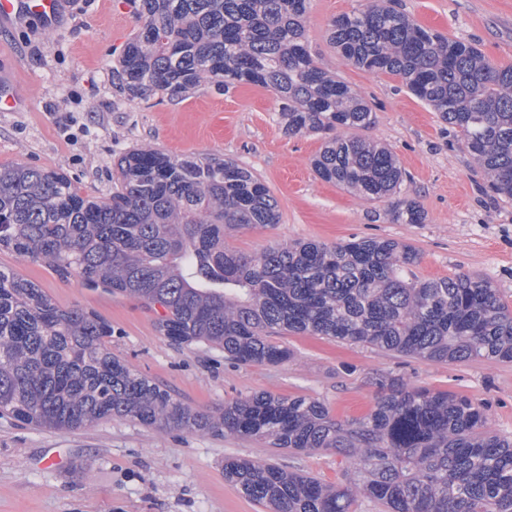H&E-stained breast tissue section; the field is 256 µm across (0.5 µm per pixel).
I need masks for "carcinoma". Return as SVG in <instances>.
<instances>
[{"label": "carcinoma", "mask_w": 512, "mask_h": 512, "mask_svg": "<svg viewBox=\"0 0 512 512\" xmlns=\"http://www.w3.org/2000/svg\"><path fill=\"white\" fill-rule=\"evenodd\" d=\"M142 26L112 67V88L131 98L175 99L205 83L273 91L289 137L324 145L321 180L370 200L397 193L398 159L348 138L376 113L323 69L306 38L310 0H135ZM327 35L353 66L402 81L459 129L492 192L512 199V65L472 43L416 23L392 0L331 19ZM107 198L82 193L59 169L0 166V251L23 254L86 288L161 308L158 332L207 343L241 365L291 358L272 340L318 336L436 362L512 363V308L480 275L417 279L419 253L395 239L298 240L257 254L229 248L241 228L278 222L264 181L229 159L129 149ZM396 224H423L413 200ZM112 326L62 309L39 285L0 266V416L80 430L120 419L140 426L211 430L299 453L330 450L350 461L331 485L277 463L231 458L224 476L265 512H512V440L489 428L487 407L459 393L377 379L373 406L339 419L306 396L255 392L213 412L183 402L112 355Z\"/></svg>", "instance_id": "obj_1"}]
</instances>
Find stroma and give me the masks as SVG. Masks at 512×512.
I'll return each mask as SVG.
<instances>
[{"instance_id": "stroma-1", "label": "stroma", "mask_w": 512, "mask_h": 512, "mask_svg": "<svg viewBox=\"0 0 512 512\" xmlns=\"http://www.w3.org/2000/svg\"><path fill=\"white\" fill-rule=\"evenodd\" d=\"M58 24L28 16L0 26V80L19 104L0 112V165L65 171L82 192L106 197L120 152L149 146L171 155L236 161L258 175L279 206L278 224L240 229L229 247L258 253L297 239L336 243L394 238L420 254L421 278L481 275L512 305V201L495 195L458 132L395 78L360 70L326 35L329 21L365 0H311L307 38L319 65L346 81L377 118L359 139L398 157L403 182L392 199L367 200L316 177L323 141L286 136L278 102L264 88L229 92L203 85L180 100H128L112 90V64L140 27L130 0H67ZM420 25L476 44L512 65V0H395ZM418 202L423 224L392 223L394 200ZM0 266L37 282L63 309L80 308L112 327L109 347L134 370L194 407L216 411L259 391L303 395L350 418L372 406L375 382L391 373L411 387L470 396L489 409L493 430L512 437V364L444 363L402 357L316 336L284 334L280 365H237L222 349L176 345L138 299L83 287L28 257L0 252ZM230 457L274 461L336 484L347 462L329 451L293 453L212 431L149 429L112 420L75 432L0 418V512H261L224 477Z\"/></svg>"}]
</instances>
